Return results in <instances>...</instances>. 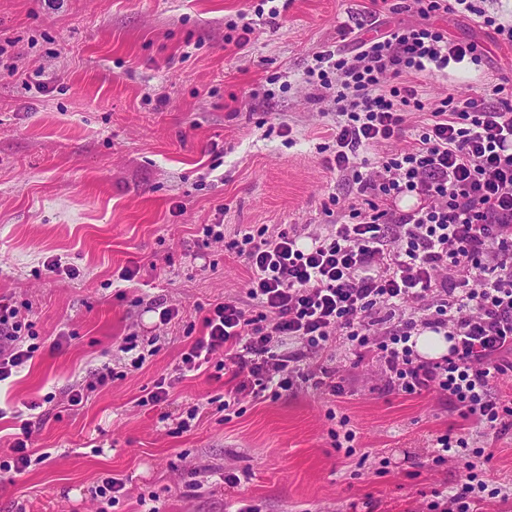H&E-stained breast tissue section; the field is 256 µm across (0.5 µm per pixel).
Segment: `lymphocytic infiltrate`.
<instances>
[{"mask_svg": "<svg viewBox=\"0 0 512 512\" xmlns=\"http://www.w3.org/2000/svg\"><path fill=\"white\" fill-rule=\"evenodd\" d=\"M418 23L375 30L352 56L319 55L322 84L336 86L334 150L327 160L352 182L366 206L300 245L297 225L259 227L233 240L250 271V307L227 299L210 307L206 332L182 353L183 370L200 369L223 353L234 395L276 399L299 382L345 393L335 370L309 369L336 343L378 363L388 389L406 396L439 392L468 422L512 429V407L491 390L512 354V98L506 83L478 96L448 98L431 112L417 145L395 149L408 110H423L412 85L383 88L386 75L442 71L478 62L435 27V12L470 14L512 43V19L485 16L474 0H416ZM385 152L363 170L359 151ZM401 197L416 198L399 209ZM430 304L431 313L420 310ZM18 310L0 302V382L32 357L17 341ZM451 340L448 354L424 359L410 345L424 331ZM295 350H285L286 342ZM464 481L432 512H470L475 468L491 462L478 448Z\"/></svg>", "mask_w": 512, "mask_h": 512, "instance_id": "f902f5d3", "label": "lymphocytic infiltrate"}]
</instances>
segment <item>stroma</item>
<instances>
[{"instance_id":"35a3bbf8","label":"stroma","mask_w":512,"mask_h":512,"mask_svg":"<svg viewBox=\"0 0 512 512\" xmlns=\"http://www.w3.org/2000/svg\"><path fill=\"white\" fill-rule=\"evenodd\" d=\"M243 14L251 33L236 26ZM376 20L420 17L413 0H0V299L35 349L0 383L1 464L19 426L32 429L30 467L0 476V512H427L435 493L452 494L462 455L433 458L461 418L439 393L387 390L378 364L347 346L317 357L344 379L341 397L302 382L233 411L222 354L181 369L211 305L246 296L235 235L262 224L317 234L361 206L325 163L336 91L311 70L341 47V29ZM433 21L489 53L462 71L403 75L425 108L409 114L399 149L448 95L512 78V46L493 28ZM127 267L133 280L120 278ZM171 305L178 319L161 322ZM128 336L141 368L120 350ZM106 366L112 378L96 383ZM161 379L169 397L156 403ZM343 416L350 452L330 436ZM185 418L191 430L177 432ZM468 433L470 448L494 452L479 478L501 491L477 512H512V431ZM107 476L124 481L116 497L95 493Z\"/></svg>"}]
</instances>
